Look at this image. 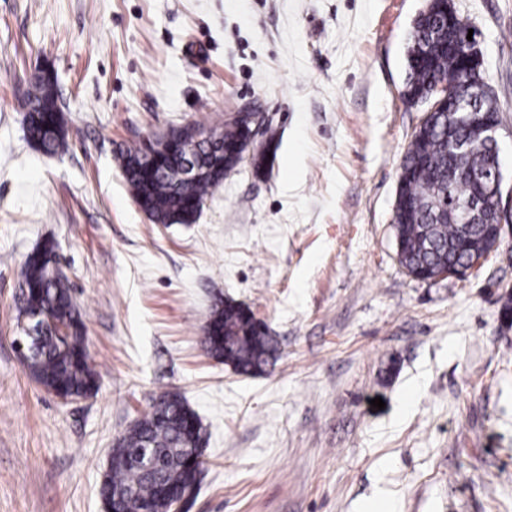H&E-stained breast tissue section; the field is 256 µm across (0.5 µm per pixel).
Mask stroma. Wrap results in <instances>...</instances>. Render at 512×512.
<instances>
[{"label":"stroma","mask_w":512,"mask_h":512,"mask_svg":"<svg viewBox=\"0 0 512 512\" xmlns=\"http://www.w3.org/2000/svg\"><path fill=\"white\" fill-rule=\"evenodd\" d=\"M452 4L478 32L511 185L512 0ZM425 5L0 0V512H105L112 439L164 390L205 428L189 512H512V233L464 278L418 280L397 258L400 162L424 117L400 91ZM40 65L67 119L52 157L22 123ZM248 106L277 131L271 168L242 165L195 223H152L120 151ZM47 240L100 379L69 403L12 344L18 271ZM217 293L277 337L265 374L204 350Z\"/></svg>","instance_id":"35a3bbf8"}]
</instances>
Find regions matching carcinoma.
Here are the masks:
<instances>
[{"mask_svg":"<svg viewBox=\"0 0 512 512\" xmlns=\"http://www.w3.org/2000/svg\"><path fill=\"white\" fill-rule=\"evenodd\" d=\"M447 43L446 0H431L412 20L407 38L406 104L435 96L440 78L465 70L464 59L449 53ZM28 105L24 125L30 143L46 155L64 150L67 126L52 71H43ZM212 132L224 139V165L186 184L178 185L169 176V144L159 139L139 142L120 154L129 192L153 223H193L203 201L237 169L234 153L246 135V121L227 119ZM470 137L445 109L416 129L403 155L392 224L399 263L416 279L432 280L450 267L471 262L489 236L485 224L471 225L470 236L464 237L460 225L448 221L449 209L478 193L473 175L488 165L490 149L465 143ZM57 264L56 245L48 241L20 269L18 325L31 323L36 312L43 315L37 350L26 371L57 397L92 396L99 379L87 352L86 327L69 279L57 271ZM202 344L212 358L245 376L264 374L280 354L278 340L250 308L221 295L210 307ZM201 440L202 425L186 398L173 390L158 393L121 433L119 447L111 449L100 483L106 512H112L116 495L120 512H173L186 486L183 449L198 448Z\"/></svg>","mask_w":512,"mask_h":512,"instance_id":"obj_1","label":"carcinoma"}]
</instances>
